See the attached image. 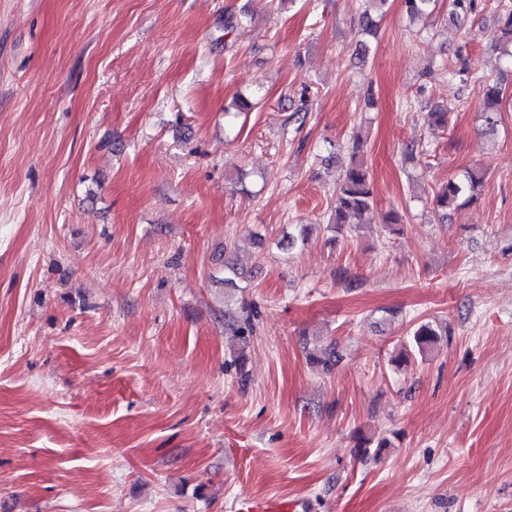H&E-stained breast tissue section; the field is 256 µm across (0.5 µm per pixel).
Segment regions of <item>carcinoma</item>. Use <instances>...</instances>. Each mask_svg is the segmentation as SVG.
<instances>
[{
  "mask_svg": "<svg viewBox=\"0 0 512 512\" xmlns=\"http://www.w3.org/2000/svg\"><path fill=\"white\" fill-rule=\"evenodd\" d=\"M434 0H403L408 16L412 18L429 15V8ZM500 38L512 43V5L500 4L499 13ZM502 102L501 89L496 85H488L484 92L485 122L489 133L495 132V115ZM365 144L363 140H355L350 147V163L336 180L334 202L327 224V230L341 232L347 224H359L363 215L374 205V191L370 179L369 169L363 159ZM482 185V177L469 171L460 178H450L437 192L435 204L446 209L454 204L462 205L476 199V190ZM245 278V272L238 269L233 263L224 264V284L228 288H240L239 281ZM224 317L228 318L233 329V335L244 340L253 333L254 311L241 303L239 310L227 311ZM448 326L430 321L421 322L411 329L408 345L400 353L406 359L410 354L424 357L432 353L445 337H450ZM312 359L320 363L327 372L331 371L341 359L339 345L332 340L327 344H319L318 354Z\"/></svg>",
  "mask_w": 512,
  "mask_h": 512,
  "instance_id": "cac0c4a2",
  "label": "carcinoma"
}]
</instances>
